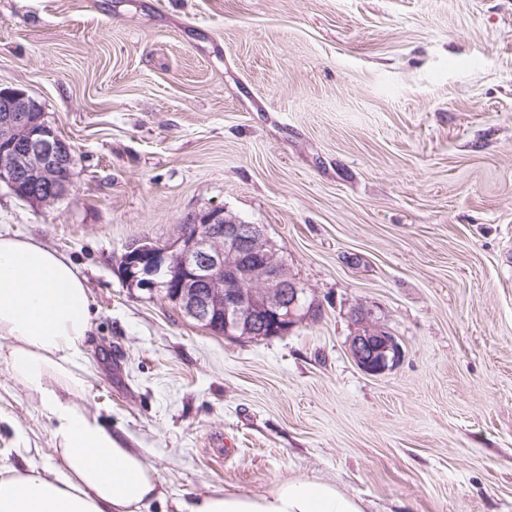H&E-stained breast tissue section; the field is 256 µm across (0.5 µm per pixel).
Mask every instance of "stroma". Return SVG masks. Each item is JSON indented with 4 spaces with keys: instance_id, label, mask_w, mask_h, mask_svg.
Here are the masks:
<instances>
[{
    "instance_id": "stroma-1",
    "label": "stroma",
    "mask_w": 512,
    "mask_h": 512,
    "mask_svg": "<svg viewBox=\"0 0 512 512\" xmlns=\"http://www.w3.org/2000/svg\"><path fill=\"white\" fill-rule=\"evenodd\" d=\"M0 87L75 147L0 232L86 278L81 405L164 501L336 482L367 512H512V0H0ZM207 207L263 225L318 310L233 340L128 285L126 246ZM402 348L349 353L357 310ZM0 364V464L54 455Z\"/></svg>"
}]
</instances>
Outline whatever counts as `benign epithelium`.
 <instances>
[{
  "label": "benign epithelium",
  "mask_w": 512,
  "mask_h": 512,
  "mask_svg": "<svg viewBox=\"0 0 512 512\" xmlns=\"http://www.w3.org/2000/svg\"><path fill=\"white\" fill-rule=\"evenodd\" d=\"M75 148L44 122L26 91L0 87V182L23 201L41 206L72 186ZM128 284L156 291L211 332L228 338L284 336L314 315L306 292L288 275L276 245L260 224H246L219 207L201 209L166 241L130 243L120 258ZM351 357L370 375L401 359L395 338L357 312Z\"/></svg>",
  "instance_id": "1"
}]
</instances>
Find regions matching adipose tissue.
I'll list each match as a JSON object with an SVG mask.
<instances>
[{
    "label": "adipose tissue",
    "instance_id": "ef3b65f1",
    "mask_svg": "<svg viewBox=\"0 0 512 512\" xmlns=\"http://www.w3.org/2000/svg\"><path fill=\"white\" fill-rule=\"evenodd\" d=\"M91 328L85 278L67 258L0 233V363L50 421L56 464L0 467V512H148L164 491L156 469L79 403ZM177 512H366L336 482L297 477L262 493L220 489Z\"/></svg>",
    "mask_w": 512,
    "mask_h": 512
}]
</instances>
